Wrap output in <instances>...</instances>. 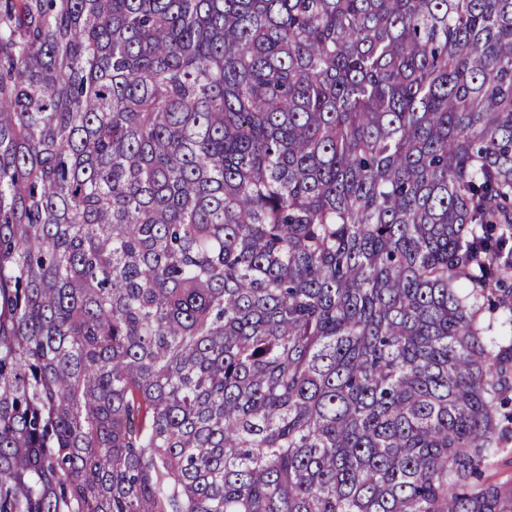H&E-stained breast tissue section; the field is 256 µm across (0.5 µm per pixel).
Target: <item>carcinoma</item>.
Returning <instances> with one entry per match:
<instances>
[{"label": "carcinoma", "instance_id": "1", "mask_svg": "<svg viewBox=\"0 0 512 512\" xmlns=\"http://www.w3.org/2000/svg\"><path fill=\"white\" fill-rule=\"evenodd\" d=\"M512 0H0V512H512ZM501 446L505 448L504 453L491 461L484 472V478L491 482L508 483L512 481L511 434L503 441Z\"/></svg>", "mask_w": 512, "mask_h": 512}]
</instances>
